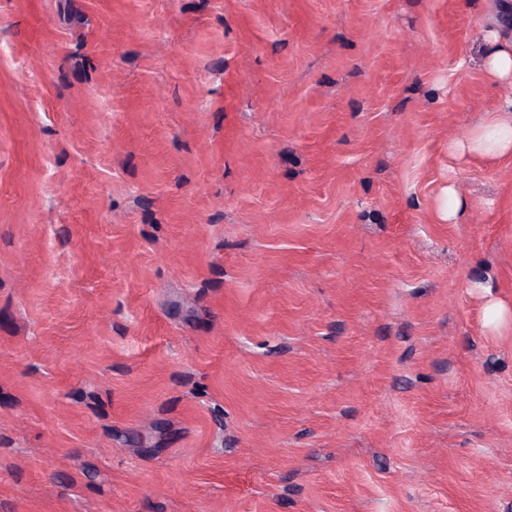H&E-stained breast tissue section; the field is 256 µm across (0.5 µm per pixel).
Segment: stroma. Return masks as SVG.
I'll return each mask as SVG.
<instances>
[{"mask_svg":"<svg viewBox=\"0 0 512 512\" xmlns=\"http://www.w3.org/2000/svg\"><path fill=\"white\" fill-rule=\"evenodd\" d=\"M500 3L0 0V512H512ZM486 51L483 68L493 81L499 84L512 82V37L504 41L501 28L494 27L485 34ZM457 149L489 160L512 154V96L503 99L498 112L477 125Z\"/></svg>","mask_w":512,"mask_h":512,"instance_id":"stroma-1","label":"stroma"}]
</instances>
